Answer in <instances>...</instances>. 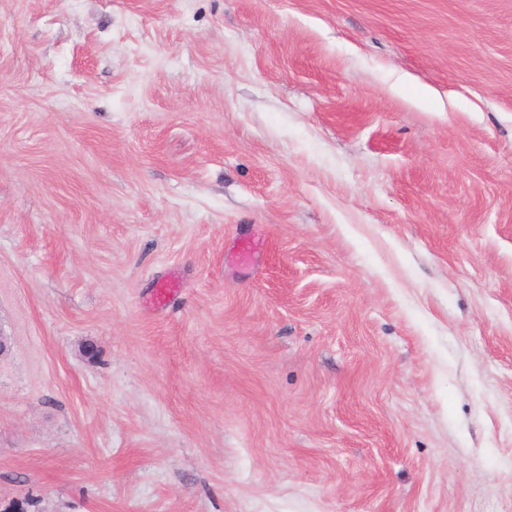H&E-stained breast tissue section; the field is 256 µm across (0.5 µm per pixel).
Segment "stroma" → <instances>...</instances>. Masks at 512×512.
<instances>
[{
	"mask_svg": "<svg viewBox=\"0 0 512 512\" xmlns=\"http://www.w3.org/2000/svg\"><path fill=\"white\" fill-rule=\"evenodd\" d=\"M0 330V512H512V0H0Z\"/></svg>",
	"mask_w": 512,
	"mask_h": 512,
	"instance_id": "stroma-1",
	"label": "stroma"
}]
</instances>
